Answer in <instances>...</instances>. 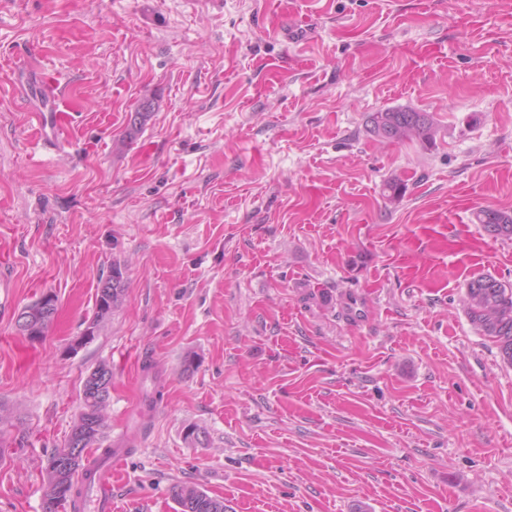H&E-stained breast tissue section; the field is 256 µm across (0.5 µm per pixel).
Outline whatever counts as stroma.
Returning <instances> with one entry per match:
<instances>
[{
  "mask_svg": "<svg viewBox=\"0 0 512 512\" xmlns=\"http://www.w3.org/2000/svg\"><path fill=\"white\" fill-rule=\"evenodd\" d=\"M43 68L60 149L0 90V512H42L101 363L112 512H177L176 484L226 512H512V366L461 304L512 282L475 219L512 214V0H0V81ZM396 108L434 144L369 132ZM60 107L61 105L56 95H49L44 102V110L42 112L47 113L40 114L36 133L45 146H56L57 142L66 140L60 138L59 131L67 124L69 114L64 109H60ZM112 272L109 273L107 279H105L104 283L103 281L101 280L100 281V284L97 288V293H96V313H95V317L93 319V321L91 323H93V325L97 328V326L99 325V323H101L102 321L106 320L107 318H109L112 313L119 307V305L121 304V301H122V297H123V292H124V273H123V270L122 268L120 267L119 264H112ZM112 277V283H111V287L112 288H109V289H112V304H109L107 301H110L108 296L106 295V289L104 290H101V294L103 295V297L105 298V303L102 304L100 302V299H99V290H100V286L101 288H104L105 285L107 284L106 281L108 280V278ZM96 328L94 327H89L88 329H85L84 331V334L86 336H88V338H91L92 336H95V333H96ZM93 337L90 339L92 340ZM89 340V341H90ZM46 301V299H43L36 306H29L26 308L23 307L18 312L16 317V324L17 329L21 335L29 336L32 331V323L41 319L42 317L43 318L41 320L34 324L32 336L36 338L45 335V332L52 320V318L48 315L52 309V304Z\"/></svg>",
  "mask_w": 512,
  "mask_h": 512,
  "instance_id": "1",
  "label": "stroma"
}]
</instances>
